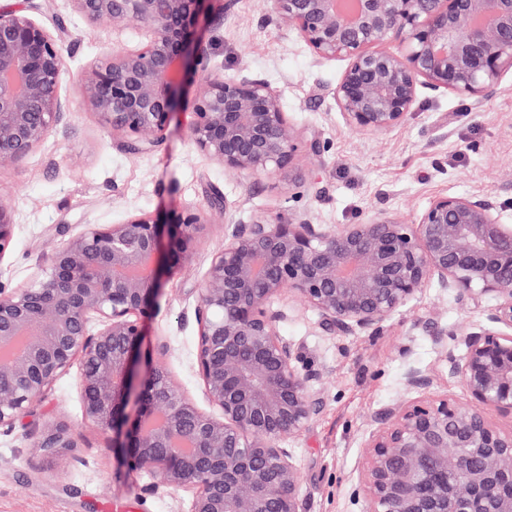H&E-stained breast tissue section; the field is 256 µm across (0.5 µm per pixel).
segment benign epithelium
I'll return each instance as SVG.
<instances>
[{
    "mask_svg": "<svg viewBox=\"0 0 512 512\" xmlns=\"http://www.w3.org/2000/svg\"><path fill=\"white\" fill-rule=\"evenodd\" d=\"M92 24L137 22L136 47H111L86 69L84 100L127 148L150 150L181 110L186 78L203 64L196 23L218 0H70ZM277 26L323 60L347 65L334 97L346 123L378 134L405 122L423 91L484 101L512 73V0H267ZM62 37L25 10L0 6V167L41 148L63 112ZM190 139L224 169L310 184L304 138L264 79L209 75ZM222 197L184 207L170 223L130 213L86 224L29 283L0 284V430H11L79 363L84 421L112 435L129 473L147 471L189 494L187 512H302L301 474L288 443L319 414V373L299 366L271 304L303 299L327 336L377 331L435 282L464 303L491 298L482 321L435 341L463 400L396 401L373 415L362 474L365 512H512V224L488 195H445L417 220L377 212L358 224H316L307 213L224 218V248L198 288L194 369L209 409L162 364L140 366L144 327L164 283L197 252ZM15 215L0 202V260ZM42 460L78 459L63 421L36 437Z\"/></svg>",
    "mask_w": 512,
    "mask_h": 512,
    "instance_id": "1",
    "label": "benign epithelium"
}]
</instances>
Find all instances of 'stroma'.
<instances>
[{
  "instance_id": "1",
  "label": "stroma",
  "mask_w": 512,
  "mask_h": 512,
  "mask_svg": "<svg viewBox=\"0 0 512 512\" xmlns=\"http://www.w3.org/2000/svg\"><path fill=\"white\" fill-rule=\"evenodd\" d=\"M19 9L37 4L36 17L64 32L65 70L60 87L65 110L56 133L36 152L0 167V200L15 211L13 246L0 260V284L26 282L34 268L86 224H112L140 211L165 216L185 203L205 201L220 190L228 214L244 221L261 215L309 212L315 223L356 224L387 211L415 221L434 197L494 195L504 223L512 224V75L483 102L453 94L424 93L400 126L380 134L349 127L333 98L346 67L321 60L268 17L263 0H235L225 14L206 18L202 50L208 70L232 77L264 78L291 122L319 137L324 149L300 152L314 188H287L268 179L224 171L194 148L188 132L191 83L167 137L136 153L105 128L81 91L86 67L107 47L137 46L146 35L138 23L123 30L92 25L70 0H6ZM224 246V223L206 225L199 251L167 281L145 347L164 364L197 404L202 384L193 369L197 287L210 256ZM482 308L457 293L431 285L370 335L326 336L317 316L291 300L282 336L304 364L319 370L316 387L325 403L291 446L301 472L304 512H363L358 497L362 445L374 429L372 416L385 404L419 396L464 398L448 374L431 330L458 331L481 321ZM417 370L430 383L408 390ZM77 369L61 376L10 432H0V512H186L188 495L157 485L148 473L122 475L108 440L86 424L77 393ZM65 421L84 438L79 462L43 464L34 440L45 422Z\"/></svg>"
}]
</instances>
